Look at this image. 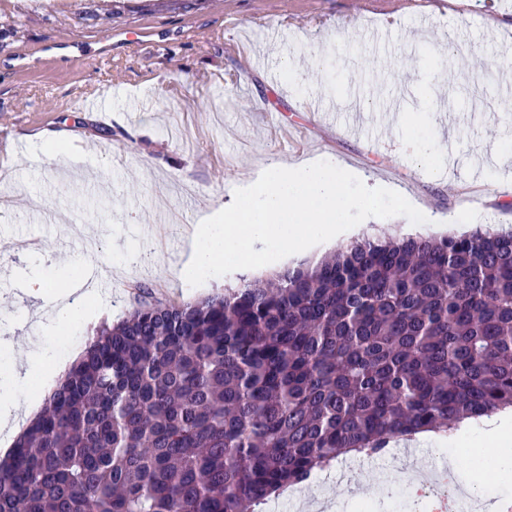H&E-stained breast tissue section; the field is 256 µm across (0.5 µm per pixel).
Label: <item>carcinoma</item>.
Masks as SVG:
<instances>
[{
	"label": "carcinoma",
	"mask_w": 512,
	"mask_h": 512,
	"mask_svg": "<svg viewBox=\"0 0 512 512\" xmlns=\"http://www.w3.org/2000/svg\"><path fill=\"white\" fill-rule=\"evenodd\" d=\"M507 407L512 229L367 235L102 328L0 460V512H255Z\"/></svg>",
	"instance_id": "obj_1"
}]
</instances>
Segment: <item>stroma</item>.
I'll return each instance as SVG.
<instances>
[{"label":"stroma","mask_w":512,"mask_h":512,"mask_svg":"<svg viewBox=\"0 0 512 512\" xmlns=\"http://www.w3.org/2000/svg\"><path fill=\"white\" fill-rule=\"evenodd\" d=\"M387 0H0V243L38 241L45 266L111 265L102 313L58 336L84 348L138 301L181 303L223 292L242 269L184 285L173 273L188 236L174 214L200 220L212 201L257 179L268 161L335 159L393 187L423 212V232L512 227V163L493 183L486 156L512 145V0H416L387 19ZM144 41L125 42L129 29ZM240 41L244 54L228 51ZM301 71L286 77L283 60ZM376 135L349 136L352 94ZM102 102L79 111L82 97ZM323 99L338 120L309 112ZM55 134V155L37 141ZM430 171L411 162L423 136ZM194 186L195 200L182 188ZM476 196L480 205H469ZM27 253L0 250V324L9 354L39 339L23 291ZM373 488L385 512H428L384 458L338 460L313 497L334 512H375L352 491Z\"/></svg>","instance_id":"obj_1"}]
</instances>
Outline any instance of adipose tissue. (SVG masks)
Here are the masks:
<instances>
[{
	"label": "adipose tissue",
	"instance_id": "1",
	"mask_svg": "<svg viewBox=\"0 0 512 512\" xmlns=\"http://www.w3.org/2000/svg\"><path fill=\"white\" fill-rule=\"evenodd\" d=\"M50 280L34 273L26 278L28 295L42 299L38 320L40 340L23 362L6 361L0 366V426L10 435H19L34 417L42 399L69 367L79 359V352H60L55 339L73 323L79 322L88 307L87 293L69 288L63 294H47ZM472 441L493 451L502 464L512 463V409H503L479 419L462 420L451 431L426 432L414 438H397L395 448H453L463 441Z\"/></svg>",
	"mask_w": 512,
	"mask_h": 512
}]
</instances>
